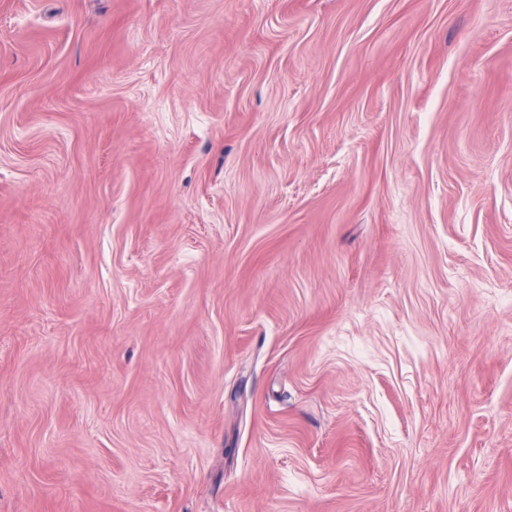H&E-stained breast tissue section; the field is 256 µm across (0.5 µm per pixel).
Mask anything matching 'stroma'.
I'll use <instances>...</instances> for the list:
<instances>
[{
	"label": "stroma",
	"instance_id": "35a3bbf8",
	"mask_svg": "<svg viewBox=\"0 0 512 512\" xmlns=\"http://www.w3.org/2000/svg\"><path fill=\"white\" fill-rule=\"evenodd\" d=\"M0 512H512V0H0Z\"/></svg>",
	"mask_w": 512,
	"mask_h": 512
}]
</instances>
